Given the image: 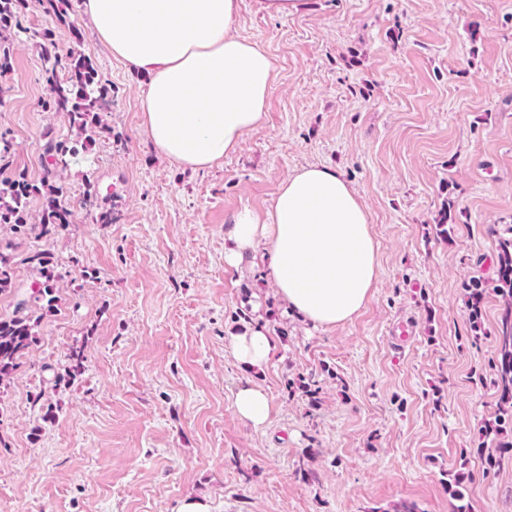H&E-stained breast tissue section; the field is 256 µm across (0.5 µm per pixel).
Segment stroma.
I'll return each instance as SVG.
<instances>
[{
  "label": "stroma",
  "mask_w": 512,
  "mask_h": 512,
  "mask_svg": "<svg viewBox=\"0 0 512 512\" xmlns=\"http://www.w3.org/2000/svg\"><path fill=\"white\" fill-rule=\"evenodd\" d=\"M79 2L54 15L26 0L0 41V179L62 186L72 212L46 237L0 224L15 282L0 318L34 304L40 251L58 299L0 382V512H178L189 497L211 512H453L462 468L471 512H512V456L484 473L480 438L501 306L487 298L476 338L462 296L493 276L512 225V0H303L283 18L240 0L237 34L274 64L266 120L203 172L155 151L144 76L96 40ZM47 32L60 58L90 56L108 90L74 155L49 148L74 134L44 105ZM308 164L344 175L380 243L372 299L329 332L287 315L261 268L224 262L232 214L268 211ZM449 199L462 216L445 240ZM253 295V321L279 341L260 371L227 341ZM76 345L85 370L62 381ZM248 381L270 398L265 427L235 410Z\"/></svg>",
  "instance_id": "1"
}]
</instances>
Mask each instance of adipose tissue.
Segmentation results:
<instances>
[{"mask_svg": "<svg viewBox=\"0 0 512 512\" xmlns=\"http://www.w3.org/2000/svg\"><path fill=\"white\" fill-rule=\"evenodd\" d=\"M79 8L113 58L147 76L141 126L171 163L211 169L263 123L274 65L237 35L239 0H81ZM378 252L362 199L338 170L319 164L288 175L266 213L245 207L224 227L225 263L259 259L287 311L322 332L365 308ZM229 343L236 361L257 369L278 348L259 324ZM234 405L256 428L272 412L255 383L238 388Z\"/></svg>", "mask_w": 512, "mask_h": 512, "instance_id": "1", "label": "adipose tissue"}]
</instances>
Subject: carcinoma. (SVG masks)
Segmentation results:
<instances>
[{
  "label": "carcinoma",
  "instance_id": "1",
  "mask_svg": "<svg viewBox=\"0 0 512 512\" xmlns=\"http://www.w3.org/2000/svg\"><path fill=\"white\" fill-rule=\"evenodd\" d=\"M46 71L51 73L48 107L56 112L66 113L70 127L79 138L91 140L96 134L98 112L104 98L103 89L96 82L94 66L86 55L70 53L69 62L64 69L65 78L56 79V71L61 66L56 52H42ZM17 181H0V224L11 225L14 233L26 235L36 225L27 223L24 209L27 196L34 194L43 198L41 219L42 236H49L66 226L61 200L63 188L47 181L40 184H26V193L16 190ZM460 213L453 201L439 213L437 227L439 233L450 236L455 224L459 223ZM40 274L44 278L42 288L38 290L39 299L46 301L49 310L55 307V275L40 261ZM14 288L10 267V258L0 253V292H9ZM464 302L473 336L485 334L483 328V310L488 295L497 296L502 303V312L496 335V348L489 360V368L494 375L496 387V411L494 416L484 421L481 436L484 442L494 444L499 455L489 454L484 463L491 470L501 462L500 454L512 451V228L509 234L501 235L497 240L496 270L492 278L475 277L463 284ZM38 321L19 310L9 319H0V382L9 378L17 361L37 341L35 328ZM85 353L80 347H73L68 353L69 366L67 377L80 373L85 366Z\"/></svg>",
  "mask_w": 512,
  "mask_h": 512
}]
</instances>
